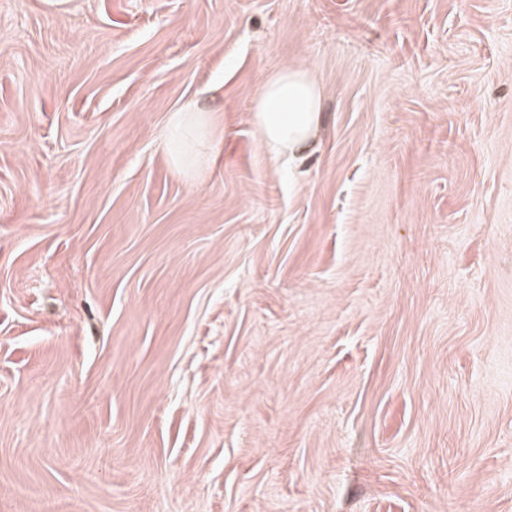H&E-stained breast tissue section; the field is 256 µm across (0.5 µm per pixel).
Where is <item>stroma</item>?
<instances>
[{
  "mask_svg": "<svg viewBox=\"0 0 512 512\" xmlns=\"http://www.w3.org/2000/svg\"><path fill=\"white\" fill-rule=\"evenodd\" d=\"M0 512H512V0H0ZM321 96L317 80L297 66L281 67L261 83L251 122L267 154L288 165L302 159L323 125ZM213 112L217 111L195 103L170 115L164 148L175 170L187 173L207 164V147L208 158L214 162L221 135Z\"/></svg>",
  "mask_w": 512,
  "mask_h": 512,
  "instance_id": "stroma-1",
  "label": "stroma"
}]
</instances>
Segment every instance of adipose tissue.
Wrapping results in <instances>:
<instances>
[{
    "label": "adipose tissue",
    "mask_w": 512,
    "mask_h": 512,
    "mask_svg": "<svg viewBox=\"0 0 512 512\" xmlns=\"http://www.w3.org/2000/svg\"><path fill=\"white\" fill-rule=\"evenodd\" d=\"M251 122L267 154L279 161L298 162L312 148L323 125L317 80L297 66L273 71L254 93ZM219 142L212 109L191 104L170 115L164 148L175 170L187 173L216 158Z\"/></svg>",
    "instance_id": "adipose-tissue-1"
}]
</instances>
